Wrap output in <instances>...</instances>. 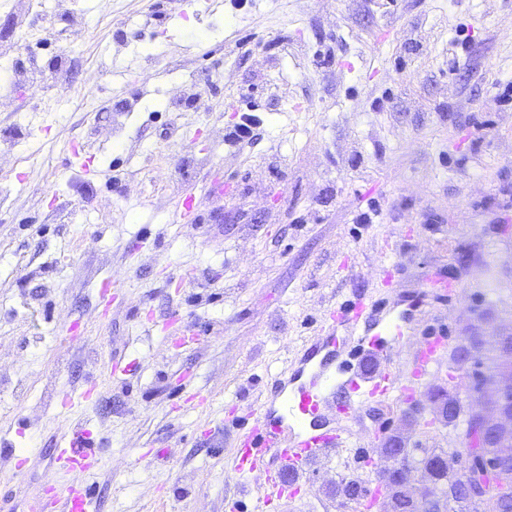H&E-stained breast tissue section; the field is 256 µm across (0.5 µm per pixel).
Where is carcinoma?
<instances>
[{"label": "carcinoma", "instance_id": "obj_1", "mask_svg": "<svg viewBox=\"0 0 512 512\" xmlns=\"http://www.w3.org/2000/svg\"><path fill=\"white\" fill-rule=\"evenodd\" d=\"M472 353H462V345L457 344L451 353L452 367L448 378L455 381L452 389L460 393L457 400L467 393L487 395L491 392L494 396V405L485 410L483 418L473 419L471 416H461L458 411L448 413L443 408L448 401V390L436 387L432 390V402L436 420L448 427L473 431L477 427H487L495 430L497 409L512 410V392L503 396L498 389L490 388V385L482 378L481 367L485 361H491L493 367L503 366L512 371V332L501 337L504 353L493 352L486 354V348L480 344L479 336L472 335ZM393 448L405 451L409 465L419 470L423 478L429 483L428 496H430L439 508V512H512V459L504 462L502 455L512 452V434L500 436L494 447L483 448L476 454L468 468H462L457 460L458 452L448 451L443 448H423L421 456L414 455V449L405 447L404 439L394 435L389 438ZM494 466L491 491L485 500L469 498L461 491V486L466 479L484 477L486 464ZM382 476L390 512H418L419 507L414 502V492L405 485L400 476L394 474L391 469L385 467L378 471ZM368 481L360 476L344 477L333 488L334 496L344 505L348 501H360L367 492Z\"/></svg>", "mask_w": 512, "mask_h": 512}]
</instances>
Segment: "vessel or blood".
<instances>
[{
    "label": "vessel or blood",
    "instance_id": "1",
    "mask_svg": "<svg viewBox=\"0 0 512 512\" xmlns=\"http://www.w3.org/2000/svg\"><path fill=\"white\" fill-rule=\"evenodd\" d=\"M333 324L350 331L353 344L333 334L307 340L290 363L289 379L277 383L280 408L263 399L230 422L232 468L254 479L258 500L270 512L295 501L310 466L345 447L346 432L336 426V417L349 415L359 402L408 401L417 379L430 375L447 351L444 336H428L410 354V375L390 369L391 350L413 333L410 318L384 311L378 301L361 295L340 306ZM57 461L69 474L68 483L48 482L31 501L30 512H95L85 477L96 468L98 455L83 425L72 429Z\"/></svg>",
    "mask_w": 512,
    "mask_h": 512
}]
</instances>
